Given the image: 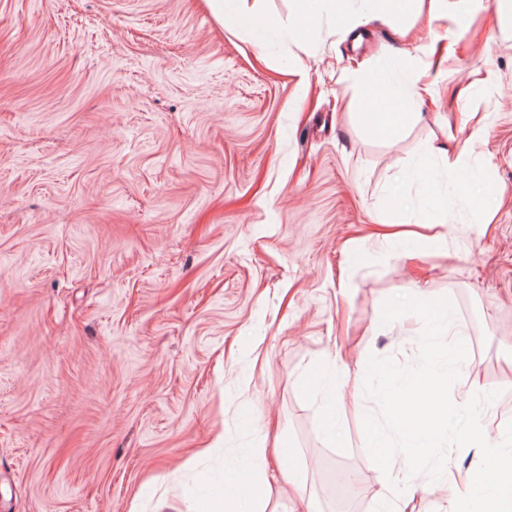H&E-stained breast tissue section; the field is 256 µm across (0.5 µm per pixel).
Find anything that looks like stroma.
I'll return each instance as SVG.
<instances>
[{
  "mask_svg": "<svg viewBox=\"0 0 512 512\" xmlns=\"http://www.w3.org/2000/svg\"><path fill=\"white\" fill-rule=\"evenodd\" d=\"M484 3L334 0L311 31L304 0L230 26L206 0H0V512L246 508L261 473L265 512H376L352 382L415 360L422 320L380 322L396 295L450 299L452 396L500 390L512 420V12ZM415 72L431 96L369 91ZM475 116L486 142L429 170ZM480 463L399 455L395 491L446 512Z\"/></svg>",
  "mask_w": 512,
  "mask_h": 512,
  "instance_id": "stroma-1",
  "label": "stroma"
}]
</instances>
